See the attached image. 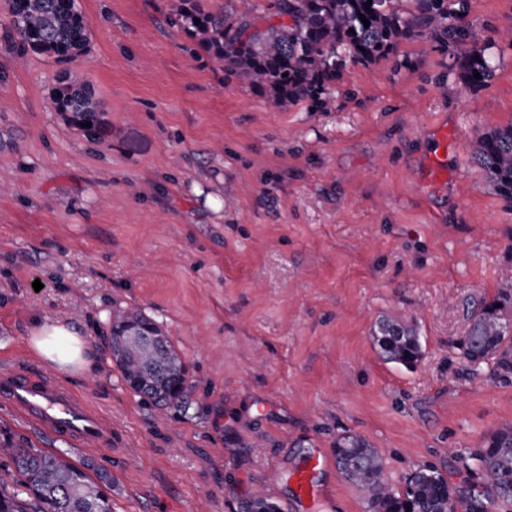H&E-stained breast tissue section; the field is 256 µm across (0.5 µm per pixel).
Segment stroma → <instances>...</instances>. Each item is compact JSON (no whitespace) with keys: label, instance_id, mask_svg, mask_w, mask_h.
<instances>
[{"label":"stroma","instance_id":"stroma-1","mask_svg":"<svg viewBox=\"0 0 512 512\" xmlns=\"http://www.w3.org/2000/svg\"><path fill=\"white\" fill-rule=\"evenodd\" d=\"M78 4L88 47L61 62L23 49L0 0V369L56 373L28 337L76 325L96 369L57 379L112 445L1 405L0 428L107 472L112 512H243L260 488L288 512H368L336 466L346 433L393 487L422 467L476 483L471 451L512 423V375L457 348L512 265V204L471 159L478 129L512 123V0H469L463 18L495 44L486 86L463 83L458 49L414 37L347 65L319 110L271 106L168 23V0ZM65 76L101 102L94 135L52 105ZM440 122L460 145L428 188ZM130 307L183 357L185 408L143 400L113 364L104 337ZM386 316L416 325L415 368L379 358ZM318 455L329 494L310 509L290 476Z\"/></svg>","mask_w":512,"mask_h":512}]
</instances>
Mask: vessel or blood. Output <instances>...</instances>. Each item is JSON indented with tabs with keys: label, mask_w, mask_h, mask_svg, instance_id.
<instances>
[{
	"label": "vessel or blood",
	"mask_w": 512,
	"mask_h": 512,
	"mask_svg": "<svg viewBox=\"0 0 512 512\" xmlns=\"http://www.w3.org/2000/svg\"><path fill=\"white\" fill-rule=\"evenodd\" d=\"M436 144L423 161L421 177L434 187L448 180V150L453 147L447 127H436ZM0 403L13 407L47 431H60L83 447H108L112 427L83 402L63 389L48 373L18 369L0 374Z\"/></svg>",
	"instance_id": "b4317fda"
}]
</instances>
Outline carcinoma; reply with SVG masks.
I'll list each match as a JSON object with an SVG mask.
<instances>
[{
    "mask_svg": "<svg viewBox=\"0 0 512 512\" xmlns=\"http://www.w3.org/2000/svg\"><path fill=\"white\" fill-rule=\"evenodd\" d=\"M63 0H9L10 23L25 47L60 61L86 49L90 25L77 4ZM232 14L214 13L201 0H169L168 19L213 51L224 69L266 94L274 107L304 102L322 105L347 63H372L388 56L409 35L426 36L440 48H464L460 77L471 87L485 85L493 72L489 40L483 28L462 26L458 19L468 0H272L279 22L264 27L251 20L253 0H235ZM370 22L364 26L359 15ZM200 23H195V20ZM479 73L481 78L474 77ZM53 105L77 124L96 123L101 103L90 84L65 78L52 92ZM472 159L500 196L512 200V124L477 133ZM150 318L139 310L116 313L109 344L123 379H141L153 390L158 406L183 403L188 367L170 338L160 333L156 347L122 342L125 321ZM380 357L414 368L424 352L416 328L387 317L373 332ZM462 356L474 367L489 362L512 373V266L500 277L496 296L481 305L461 344ZM0 454L9 478L0 476V512H112L104 491L106 475L94 481L61 451H46L0 431ZM336 463L344 478L368 493L369 512H492L512 508V423L488 434L470 454L485 482L476 494L448 483L432 468H422L395 489L385 479L378 451L365 438L345 434L336 440Z\"/></svg>",
    "mask_w": 512,
    "mask_h": 512,
    "instance_id": "cac0c4a2",
    "label": "carcinoma"
}]
</instances>
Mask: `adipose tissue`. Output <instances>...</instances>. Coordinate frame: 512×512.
<instances>
[{"mask_svg":"<svg viewBox=\"0 0 512 512\" xmlns=\"http://www.w3.org/2000/svg\"><path fill=\"white\" fill-rule=\"evenodd\" d=\"M33 350L64 373L92 370L97 356L82 331L71 324L44 321L36 325L30 338Z\"/></svg>","mask_w":512,"mask_h":512,"instance_id":"obj_1","label":"adipose tissue"}]
</instances>
